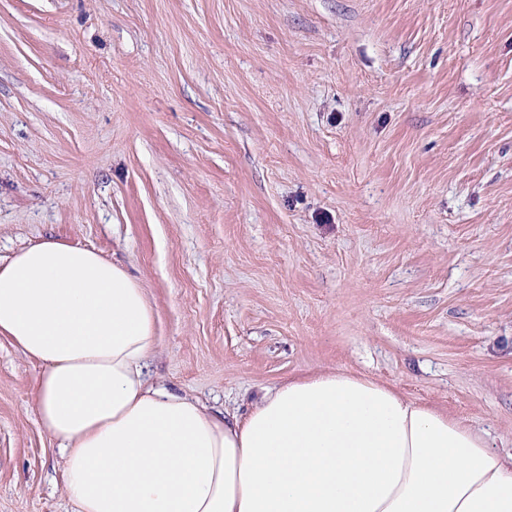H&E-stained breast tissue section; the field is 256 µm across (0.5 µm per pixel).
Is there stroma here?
<instances>
[{"label": "stroma", "instance_id": "obj_1", "mask_svg": "<svg viewBox=\"0 0 512 512\" xmlns=\"http://www.w3.org/2000/svg\"><path fill=\"white\" fill-rule=\"evenodd\" d=\"M124 263L150 382L342 370L512 453V0H0V262ZM0 335V512H72Z\"/></svg>", "mask_w": 512, "mask_h": 512}]
</instances>
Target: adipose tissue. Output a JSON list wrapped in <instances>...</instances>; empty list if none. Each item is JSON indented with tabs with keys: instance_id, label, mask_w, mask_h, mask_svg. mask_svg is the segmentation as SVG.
Segmentation results:
<instances>
[{
	"instance_id": "obj_1",
	"label": "adipose tissue",
	"mask_w": 512,
	"mask_h": 512,
	"mask_svg": "<svg viewBox=\"0 0 512 512\" xmlns=\"http://www.w3.org/2000/svg\"><path fill=\"white\" fill-rule=\"evenodd\" d=\"M0 334L42 371L75 512H512V454L364 376L326 372L218 415L150 383L137 280L49 237L0 263Z\"/></svg>"
}]
</instances>
